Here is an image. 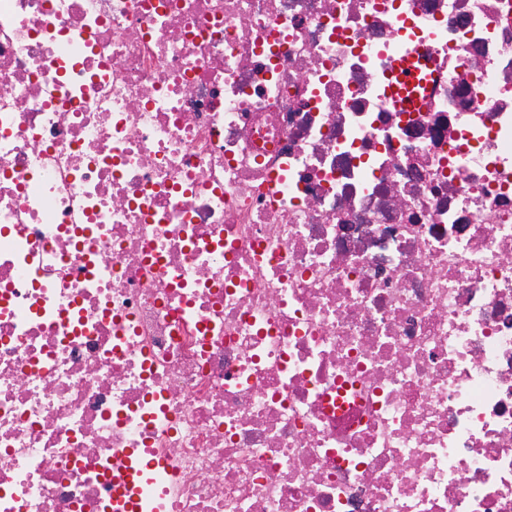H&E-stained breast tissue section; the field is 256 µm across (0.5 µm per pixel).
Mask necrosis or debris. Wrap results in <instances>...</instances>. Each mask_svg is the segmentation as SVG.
Wrapping results in <instances>:
<instances>
[{"instance_id": "4bbe7bcc", "label": "necrosis or debris", "mask_w": 512, "mask_h": 512, "mask_svg": "<svg viewBox=\"0 0 512 512\" xmlns=\"http://www.w3.org/2000/svg\"><path fill=\"white\" fill-rule=\"evenodd\" d=\"M0 512H512V0H0ZM430 64L421 56L412 53L398 58L385 75L387 102L397 112H415L418 100L407 92L419 81L420 75Z\"/></svg>"}]
</instances>
